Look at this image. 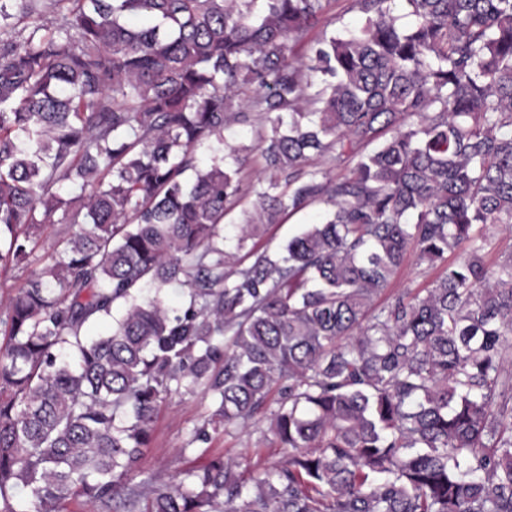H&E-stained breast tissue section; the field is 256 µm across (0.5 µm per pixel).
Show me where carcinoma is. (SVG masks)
I'll use <instances>...</instances> for the list:
<instances>
[{
	"label": "carcinoma",
	"instance_id": "obj_1",
	"mask_svg": "<svg viewBox=\"0 0 512 512\" xmlns=\"http://www.w3.org/2000/svg\"><path fill=\"white\" fill-rule=\"evenodd\" d=\"M328 3L0 0V512H512V0ZM411 250L438 276L386 295ZM197 389L180 453L267 412L284 460L134 482ZM352 0H330L326 18L335 24L328 27L332 29H342L344 27L354 28L360 22V15L351 10ZM322 207L323 205L317 204L297 214L286 215L282 223L273 224L268 227L262 242L269 244L272 248L276 247L278 244L297 233L301 225L309 224L312 216Z\"/></svg>",
	"mask_w": 512,
	"mask_h": 512
}]
</instances>
